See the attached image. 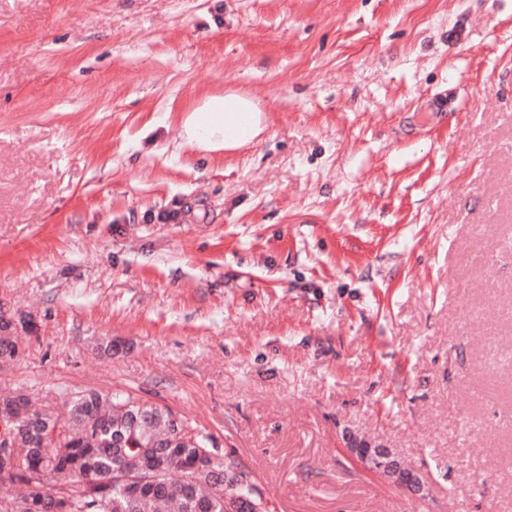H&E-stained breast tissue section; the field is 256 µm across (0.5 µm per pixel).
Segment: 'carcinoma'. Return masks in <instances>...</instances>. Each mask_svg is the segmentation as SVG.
I'll return each instance as SVG.
<instances>
[{"instance_id": "carcinoma-1", "label": "carcinoma", "mask_w": 512, "mask_h": 512, "mask_svg": "<svg viewBox=\"0 0 512 512\" xmlns=\"http://www.w3.org/2000/svg\"><path fill=\"white\" fill-rule=\"evenodd\" d=\"M18 354L11 324H0V362ZM0 414L13 420L19 468L30 473L25 494L0 492V512H269L256 481L220 483L237 460L218 455L212 436L185 421L184 439L172 443L173 410L130 392L81 390L64 418L25 393L1 392ZM118 433L127 447L112 446ZM129 477L145 480L144 488L132 492ZM86 478L110 480L109 491Z\"/></svg>"}]
</instances>
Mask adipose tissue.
Returning a JSON list of instances; mask_svg holds the SVG:
<instances>
[{"label": "adipose tissue", "mask_w": 512, "mask_h": 512, "mask_svg": "<svg viewBox=\"0 0 512 512\" xmlns=\"http://www.w3.org/2000/svg\"><path fill=\"white\" fill-rule=\"evenodd\" d=\"M263 131L261 108L251 96L233 90L202 100L184 118V138L207 151L233 152Z\"/></svg>", "instance_id": "adipose-tissue-1"}]
</instances>
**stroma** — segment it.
<instances>
[{
  "label": "stroma",
  "mask_w": 512,
  "mask_h": 512,
  "mask_svg": "<svg viewBox=\"0 0 512 512\" xmlns=\"http://www.w3.org/2000/svg\"><path fill=\"white\" fill-rule=\"evenodd\" d=\"M229 89L264 132L189 145ZM22 318L0 389L168 406L271 512H512V0H0ZM349 456L370 472L380 475L394 486L413 497H421L424 485L417 479L418 473L399 461L398 456L386 446L360 440L346 448ZM392 473V474H391Z\"/></svg>",
  "instance_id": "obj_1"
}]
</instances>
